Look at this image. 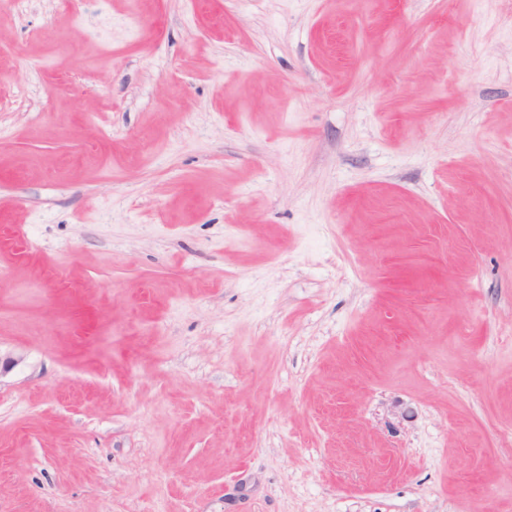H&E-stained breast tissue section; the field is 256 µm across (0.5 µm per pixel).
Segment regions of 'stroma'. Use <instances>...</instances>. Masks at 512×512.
Wrapping results in <instances>:
<instances>
[{"label": "stroma", "mask_w": 512, "mask_h": 512, "mask_svg": "<svg viewBox=\"0 0 512 512\" xmlns=\"http://www.w3.org/2000/svg\"><path fill=\"white\" fill-rule=\"evenodd\" d=\"M0 0V512H512V0Z\"/></svg>", "instance_id": "1"}]
</instances>
